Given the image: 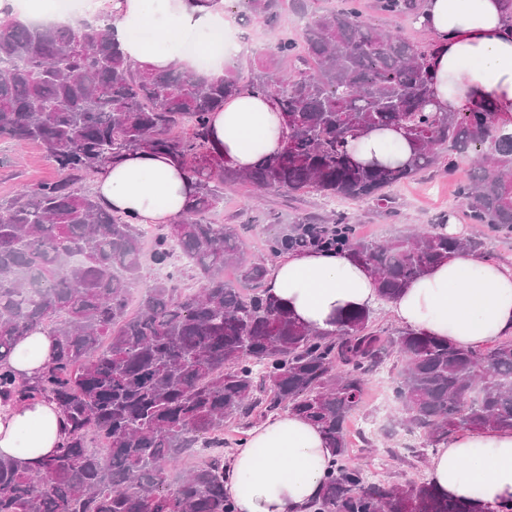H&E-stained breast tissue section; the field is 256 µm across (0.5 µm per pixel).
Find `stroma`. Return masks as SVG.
Returning a JSON list of instances; mask_svg holds the SVG:
<instances>
[{
	"instance_id": "obj_1",
	"label": "stroma",
	"mask_w": 512,
	"mask_h": 512,
	"mask_svg": "<svg viewBox=\"0 0 512 512\" xmlns=\"http://www.w3.org/2000/svg\"><path fill=\"white\" fill-rule=\"evenodd\" d=\"M458 164V171L427 172L418 180L393 187L392 194L397 201L395 215L377 212L367 203L344 201L340 208L354 216L362 236L377 242L430 224L443 213L461 222L464 232H473V225L464 223L460 205L455 201L456 184L469 169L470 161L462 157ZM56 176V169L38 145L20 147L14 141L0 139V203L19 191L34 190ZM327 209V201L314 193L291 201L270 192L258 205L249 187L240 186L225 191L224 206L213 212L211 220L217 224H252V231L244 238V253L260 257L265 253L266 238L279 226L291 223L297 214L322 215ZM361 416L371 423L372 445L354 446L351 463L364 466L374 479L387 483L423 477L430 459L415 456L413 452L414 446L421 443L419 435L390 427L391 420L399 418L400 410L391 396L388 373L377 374L370 380Z\"/></svg>"
}]
</instances>
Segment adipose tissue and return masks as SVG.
<instances>
[{
    "label": "adipose tissue",
    "instance_id": "1",
    "mask_svg": "<svg viewBox=\"0 0 512 512\" xmlns=\"http://www.w3.org/2000/svg\"><path fill=\"white\" fill-rule=\"evenodd\" d=\"M88 18L107 14L112 36L137 66L167 70L182 62L214 70L252 57L242 27H226L227 0H81ZM417 26L435 38L430 61L432 107L470 112L485 104L512 114V18L502 0H423ZM211 140L237 168L283 145L285 126L272 97L244 92L214 112ZM363 163L404 162L411 150L400 132L373 130L356 144ZM195 184L176 159L134 151L107 165L95 193L108 210L138 224H176ZM270 296L302 324L337 327L340 314L375 304L374 278L343 253L307 250L284 255L265 281ZM404 328L476 348L512 336V268L462 252L432 267L389 304ZM54 340L34 331L15 348L9 365L35 379L53 355ZM64 439L55 405L25 401L0 407V456L34 468ZM334 460L319 429L292 414L256 426L237 449L224 488L237 512H308ZM426 479L442 495L462 499L472 512L512 504V429L462 432L436 448Z\"/></svg>",
    "mask_w": 512,
    "mask_h": 512
}]
</instances>
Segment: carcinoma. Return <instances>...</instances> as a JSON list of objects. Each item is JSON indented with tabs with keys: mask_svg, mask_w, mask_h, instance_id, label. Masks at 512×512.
I'll use <instances>...</instances> for the list:
<instances>
[{
	"mask_svg": "<svg viewBox=\"0 0 512 512\" xmlns=\"http://www.w3.org/2000/svg\"><path fill=\"white\" fill-rule=\"evenodd\" d=\"M389 17L416 15L419 0H376ZM241 17L276 35L248 83L233 67L218 76L133 66L100 20L55 27L0 18V137L36 143L61 177L0 204V400L42 399L65 417L64 443L36 468L0 458V512H235L224 492V427L243 434L283 411L321 428L335 451L310 512H471L427 481L373 482L349 462L348 423L369 379L399 364L392 392L399 422L434 448L459 430L512 428V337L465 349L410 330L389 336L371 309L336 332L297 323L264 294L265 261L243 251L242 224H215L235 184L290 197L367 202L393 213L391 188L429 170L474 163L456 194L469 223L512 233V134L491 108L448 116L428 109L433 43L380 28L341 0H240ZM300 36L280 33L288 14ZM245 90L278 100L282 150L240 171L215 151L210 116ZM186 125L184 136L172 130ZM404 132L405 165L363 166L348 149L370 129ZM176 158L196 191L177 224L151 232V260L179 252L198 287L172 274L142 282L144 229L74 185L122 153ZM446 216L424 231L377 243L349 214L302 217L266 240L272 257L303 247L367 266L380 300L465 250L488 257L486 235L458 237ZM234 268L238 281L224 279ZM55 338L52 362L34 381L8 360L36 329ZM105 442L91 449L89 435ZM196 458L174 484L173 465Z\"/></svg>",
	"mask_w": 512,
	"mask_h": 512,
	"instance_id": "cac0c4a2",
	"label": "carcinoma"
}]
</instances>
